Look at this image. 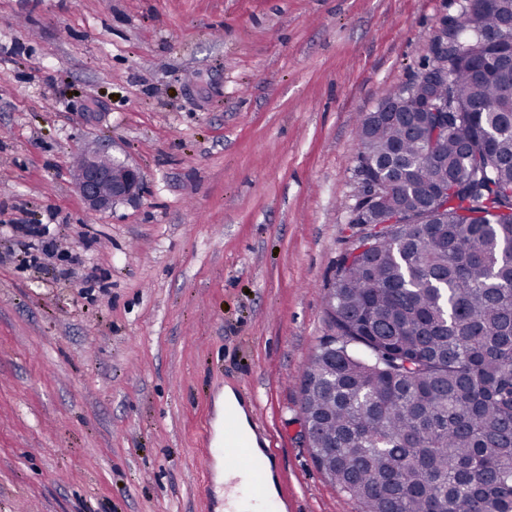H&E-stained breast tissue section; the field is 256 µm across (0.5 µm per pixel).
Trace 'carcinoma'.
I'll use <instances>...</instances> for the list:
<instances>
[{
	"label": "carcinoma",
	"mask_w": 512,
	"mask_h": 512,
	"mask_svg": "<svg viewBox=\"0 0 512 512\" xmlns=\"http://www.w3.org/2000/svg\"><path fill=\"white\" fill-rule=\"evenodd\" d=\"M510 46L512 0H473L432 38V112L416 77L358 121L359 231L300 387L317 465L363 512H512ZM370 183L400 222L360 221Z\"/></svg>",
	"instance_id": "carcinoma-1"
}]
</instances>
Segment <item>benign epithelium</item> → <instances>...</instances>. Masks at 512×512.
<instances>
[{"mask_svg":"<svg viewBox=\"0 0 512 512\" xmlns=\"http://www.w3.org/2000/svg\"><path fill=\"white\" fill-rule=\"evenodd\" d=\"M73 179L83 204L95 214L138 198L143 188L138 167L110 157L92 145L81 150ZM387 201L385 189L372 190L371 219H377L386 210Z\"/></svg>","mask_w":512,"mask_h":512,"instance_id":"obj_1","label":"benign epithelium"}]
</instances>
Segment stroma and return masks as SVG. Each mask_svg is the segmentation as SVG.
Returning a JSON list of instances; mask_svg holds the SVG:
<instances>
[{
  "label": "stroma",
  "instance_id": "1",
  "mask_svg": "<svg viewBox=\"0 0 512 512\" xmlns=\"http://www.w3.org/2000/svg\"><path fill=\"white\" fill-rule=\"evenodd\" d=\"M463 5L0 0V512H206L227 385L289 512H361L313 460L300 380L334 334L359 116ZM91 142L139 199L86 210Z\"/></svg>",
  "mask_w": 512,
  "mask_h": 512
}]
</instances>
